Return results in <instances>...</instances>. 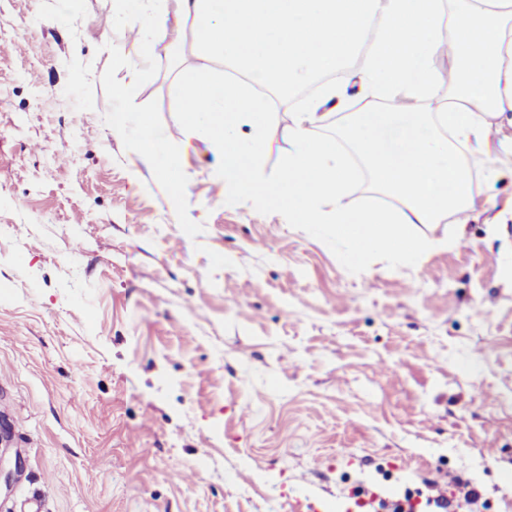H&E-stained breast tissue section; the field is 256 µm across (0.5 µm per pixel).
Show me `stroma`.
I'll list each match as a JSON object with an SVG mask.
<instances>
[{
	"label": "stroma",
	"mask_w": 512,
	"mask_h": 512,
	"mask_svg": "<svg viewBox=\"0 0 512 512\" xmlns=\"http://www.w3.org/2000/svg\"><path fill=\"white\" fill-rule=\"evenodd\" d=\"M192 41L142 60L115 0H0V512H512V112L439 248L347 265L326 228L218 200L179 120ZM124 86V97L113 95ZM150 113L188 184L132 167Z\"/></svg>",
	"instance_id": "stroma-1"
}]
</instances>
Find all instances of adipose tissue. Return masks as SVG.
<instances>
[{
  "instance_id": "1",
  "label": "adipose tissue",
  "mask_w": 512,
  "mask_h": 512,
  "mask_svg": "<svg viewBox=\"0 0 512 512\" xmlns=\"http://www.w3.org/2000/svg\"><path fill=\"white\" fill-rule=\"evenodd\" d=\"M120 13L142 37L150 57L159 18L208 17L194 42L223 71H185L179 77L186 138H204L221 160L223 202L246 201L287 213L294 224H327L360 264L375 252L412 263L432 246L415 234L473 205L464 147L486 154L490 119L512 112V0H470L456 21L443 20L442 0H116ZM364 60L362 89L381 107L347 113L338 137L320 136L327 104L345 87L323 85L293 112L281 144L267 136L274 109L256 95L264 85L282 98L301 83L337 71L354 57ZM449 61V82L435 68ZM449 95H442L441 86ZM416 100L411 109L407 100ZM450 137L440 135V128ZM131 141V163L169 176L176 198L186 186L160 136L141 113ZM277 151L280 167L268 175L263 159ZM358 155L372 182L395 198L392 206L370 200L349 206Z\"/></svg>"
}]
</instances>
